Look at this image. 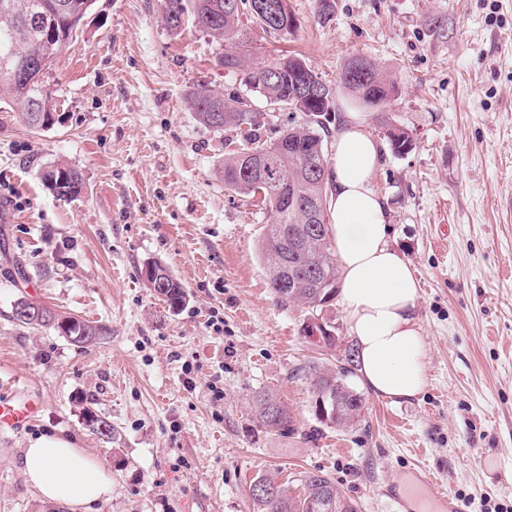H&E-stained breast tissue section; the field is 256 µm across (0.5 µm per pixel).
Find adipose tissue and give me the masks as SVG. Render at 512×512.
<instances>
[{
    "mask_svg": "<svg viewBox=\"0 0 512 512\" xmlns=\"http://www.w3.org/2000/svg\"><path fill=\"white\" fill-rule=\"evenodd\" d=\"M381 151L357 112L347 113L329 160L330 231L340 260L339 303L358 351L362 386L379 398L408 400L426 386L418 324L419 282L390 243L386 207L372 185ZM22 471L45 501L70 508L111 489L103 467L66 438L30 441Z\"/></svg>",
    "mask_w": 512,
    "mask_h": 512,
    "instance_id": "obj_1",
    "label": "adipose tissue"
}]
</instances>
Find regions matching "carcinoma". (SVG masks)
<instances>
[{"mask_svg":"<svg viewBox=\"0 0 512 512\" xmlns=\"http://www.w3.org/2000/svg\"><path fill=\"white\" fill-rule=\"evenodd\" d=\"M0 100L21 109L29 115L32 104L41 101L44 111L57 110L55 99L47 96L50 73L30 81L22 74L30 63L46 53V44L32 23L54 32L56 39L48 63H53L63 46L78 28L93 5V0H0ZM253 0H240L237 10L225 9L226 0H163V20L172 32L181 29L186 13H191L196 25L216 42L233 46L219 56L224 70L242 76V82L264 101L284 103L299 93L303 85L321 77L300 57L286 56L270 64L253 67L244 52L236 49L242 17L254 18L249 13ZM341 85L363 105L379 107L398 93L396 83L383 76L375 65L366 62L363 69L348 63L340 76ZM188 104L197 120L216 131L241 132L243 145L224 154V187L245 196L255 195V184L263 185L265 207L273 216L266 225L258 243V257L266 269L267 287L284 304L310 308L324 302L326 294L338 290L336 252L329 227H323L319 236H310L306 223V207L312 199L328 196L329 184H320L311 176V167L327 162L323 133L328 131L334 112V96L306 104L308 121L283 130L272 140L264 139L257 113L244 108L240 96L218 93L206 87L190 92ZM387 143L395 155H403L413 148V139L400 127L386 131ZM262 152L254 162L249 153ZM42 182L59 198L78 197L84 187L81 174L63 165H50L43 172ZM143 278L149 288L173 309L181 307L187 298L182 283L162 264L153 260L145 264ZM50 320L36 324L20 320L22 327H47L66 335L73 345L84 347L91 337L105 336L109 328L104 324L84 321L44 307ZM313 395L324 390L336 396L338 415L332 425L343 426L355 419L351 401L362 395L347 381L352 369L312 363L304 369ZM258 425L268 431L281 432L292 425L287 407L272 394L262 392L255 397ZM83 424L94 434L113 438L112 425L95 414L90 407L83 408ZM104 425L107 431L99 429ZM307 472L302 479V491L296 495L282 485L277 486V497L252 495L258 512H358L356 504L336 490V483L320 473V483L334 489L335 506L326 505L322 490Z\"/></svg>","mask_w":512,"mask_h":512,"instance_id":"cac0c4a2","label":"carcinoma"}]
</instances>
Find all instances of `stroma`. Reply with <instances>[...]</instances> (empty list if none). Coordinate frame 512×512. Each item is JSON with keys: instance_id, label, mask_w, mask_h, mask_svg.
Masks as SVG:
<instances>
[{"instance_id": "obj_1", "label": "stroma", "mask_w": 512, "mask_h": 512, "mask_svg": "<svg viewBox=\"0 0 512 512\" xmlns=\"http://www.w3.org/2000/svg\"><path fill=\"white\" fill-rule=\"evenodd\" d=\"M330 2L324 17L319 0H288L299 24L285 38L244 21L242 48L256 66L303 55L335 87L336 120L362 113L382 145L388 123L412 137L402 156L383 145L372 184L420 282L425 389L366 395L347 426L316 419L298 369L335 358L302 333L305 308L271 294L256 245L272 217L225 189L224 135L186 103L201 86L248 88L192 21L166 28L162 0H95L50 71L59 122L30 127L0 102V398L43 403L23 429H0V512H72L21 472L43 435L104 467L112 491L91 512H257L256 478L295 494L309 471L359 512H393L385 489L420 464L470 512H512V0ZM357 57L396 81L393 100L368 108L341 89ZM54 163L81 173L83 194L47 189L40 174ZM152 260L184 285L182 308L146 285ZM20 295L110 333L79 348L18 326ZM261 391L288 406V434L258 425ZM89 398L115 439L84 428Z\"/></svg>"}]
</instances>
